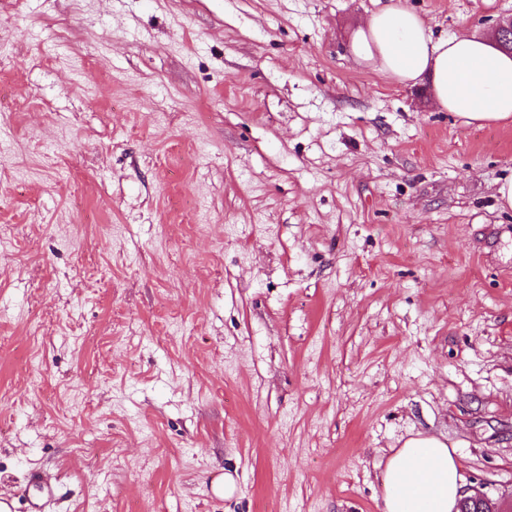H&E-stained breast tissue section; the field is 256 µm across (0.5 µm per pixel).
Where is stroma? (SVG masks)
Wrapping results in <instances>:
<instances>
[{"instance_id": "1", "label": "stroma", "mask_w": 512, "mask_h": 512, "mask_svg": "<svg viewBox=\"0 0 512 512\" xmlns=\"http://www.w3.org/2000/svg\"><path fill=\"white\" fill-rule=\"evenodd\" d=\"M405 2L438 37L512 15ZM374 8L0 0L15 512L32 468L63 512H380L420 432L512 512V123L360 63Z\"/></svg>"}]
</instances>
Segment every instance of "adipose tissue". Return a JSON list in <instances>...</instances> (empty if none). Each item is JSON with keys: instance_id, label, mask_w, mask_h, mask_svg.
I'll list each match as a JSON object with an SVG mask.
<instances>
[{"instance_id": "ef3b65f1", "label": "adipose tissue", "mask_w": 512, "mask_h": 512, "mask_svg": "<svg viewBox=\"0 0 512 512\" xmlns=\"http://www.w3.org/2000/svg\"><path fill=\"white\" fill-rule=\"evenodd\" d=\"M351 51L398 84L430 80L433 106L465 123L512 121V53L493 38L433 39L426 21L403 0H386L357 26ZM381 480L386 495L380 512H454L462 490L447 443L421 433L389 457Z\"/></svg>"}]
</instances>
